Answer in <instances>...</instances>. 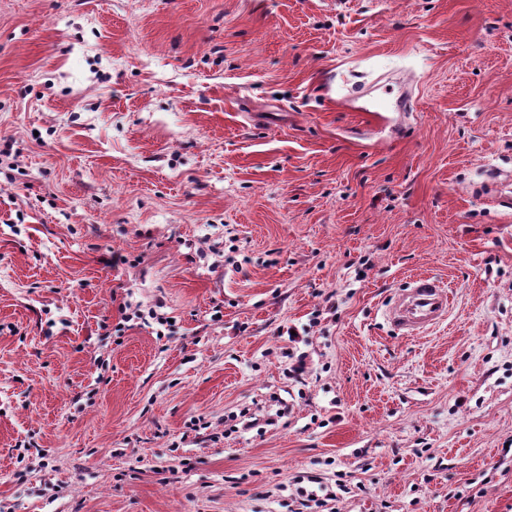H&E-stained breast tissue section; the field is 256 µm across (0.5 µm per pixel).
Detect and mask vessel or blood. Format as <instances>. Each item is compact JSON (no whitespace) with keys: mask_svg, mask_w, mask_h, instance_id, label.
Instances as JSON below:
<instances>
[{"mask_svg":"<svg viewBox=\"0 0 512 512\" xmlns=\"http://www.w3.org/2000/svg\"><path fill=\"white\" fill-rule=\"evenodd\" d=\"M368 92L358 89L355 99L363 103L362 110L373 120L386 121L388 109L409 112L414 108L412 95L402 92L394 104L371 101ZM393 330L402 336H418L444 322L448 317V292L445 283L437 277L419 275L410 279L406 288L400 290L386 311Z\"/></svg>","mask_w":512,"mask_h":512,"instance_id":"obj_1","label":"vessel or blood"}]
</instances>
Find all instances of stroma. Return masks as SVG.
Returning <instances> with one entry per match:
<instances>
[{
  "instance_id": "stroma-1",
  "label": "stroma",
  "mask_w": 512,
  "mask_h": 512,
  "mask_svg": "<svg viewBox=\"0 0 512 512\" xmlns=\"http://www.w3.org/2000/svg\"><path fill=\"white\" fill-rule=\"evenodd\" d=\"M0 512H512V0H0ZM435 276L409 280L386 310L393 330L400 336H419L448 318V292Z\"/></svg>"
}]
</instances>
